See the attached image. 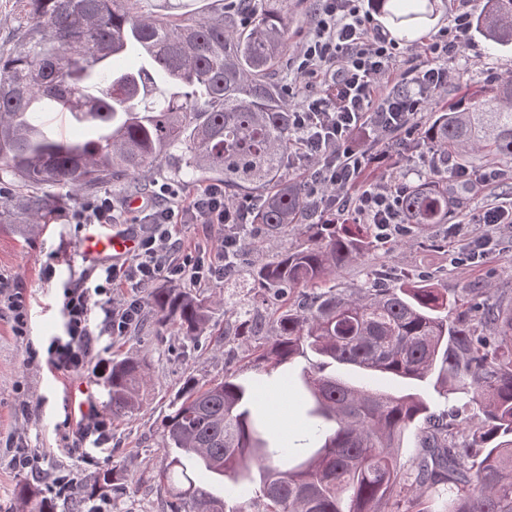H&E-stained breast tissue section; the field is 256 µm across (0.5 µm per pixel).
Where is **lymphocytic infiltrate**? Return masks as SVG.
I'll return each mask as SVG.
<instances>
[{
  "mask_svg": "<svg viewBox=\"0 0 512 512\" xmlns=\"http://www.w3.org/2000/svg\"><path fill=\"white\" fill-rule=\"evenodd\" d=\"M307 38L290 58L288 94L297 100L293 128L297 151L291 167L309 171V196L319 204L354 209L375 225L379 238L401 224L400 198L406 181L366 179L373 166L387 162L416 140V119L457 80L454 63L471 46V10L456 14L448 28L431 35L421 49L401 47L382 29L363 0H318ZM371 137L373 150L358 148V136ZM252 201L230 204L219 185L198 187L180 197L170 185H154L142 196L134 217L121 201L105 194L71 210V223L121 225L139 229L136 253L119 263L98 265L64 294V333L49 347L57 369L81 373L93 360L96 337L122 336L142 314L135 297H115V288H145L162 277L191 284L223 276L239 258V232ZM179 224H214L224 230L219 247L185 253L172 229ZM103 318H96V311Z\"/></svg>",
  "mask_w": 512,
  "mask_h": 512,
  "instance_id": "obj_1",
  "label": "lymphocytic infiltrate"
}]
</instances>
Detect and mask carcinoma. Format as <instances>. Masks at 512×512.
<instances>
[{
	"label": "carcinoma",
	"mask_w": 512,
	"mask_h": 512,
	"mask_svg": "<svg viewBox=\"0 0 512 512\" xmlns=\"http://www.w3.org/2000/svg\"><path fill=\"white\" fill-rule=\"evenodd\" d=\"M399 32L426 27L436 0H374ZM141 0H14L13 46L0 49V170L25 195L30 223L49 222L61 191L92 195L124 187L147 166L177 162L175 173L224 185V200L256 202L250 221L270 235L304 242L255 266L257 287L279 301L272 312L242 303L222 336L251 350L268 371L312 352L324 361L296 389L312 424L283 447L259 392L234 376L184 381L163 423L166 466L151 477L170 512H512V302L486 306L430 280L373 284L349 294L329 278L369 255L371 224L339 223L319 212L304 184L288 178L296 147L291 106L275 80L288 52L282 9L242 0L225 12H144ZM473 32L512 44V0H477ZM140 58L136 70L119 63ZM49 101L87 125L73 141L45 130ZM435 154L469 167L493 157L512 163V75L494 76L473 105L450 103L425 127ZM182 150L177 155L175 151ZM448 177L437 168L402 199L406 223L424 230L448 218ZM223 299L190 289L153 288L148 313L194 339ZM394 379L437 375L459 404L435 413L418 394L351 386L323 374L325 364ZM149 366L128 356L106 381L114 419L137 411ZM413 429L421 452L404 472L399 450ZM228 480L213 492L212 476ZM112 469L73 494L82 506L115 489ZM23 512H55L27 485Z\"/></svg>",
	"instance_id": "cac0c4a2"
}]
</instances>
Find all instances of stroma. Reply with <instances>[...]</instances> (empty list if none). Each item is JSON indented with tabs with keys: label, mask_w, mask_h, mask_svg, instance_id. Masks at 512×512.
<instances>
[{
	"label": "stroma",
	"mask_w": 512,
	"mask_h": 512,
	"mask_svg": "<svg viewBox=\"0 0 512 512\" xmlns=\"http://www.w3.org/2000/svg\"><path fill=\"white\" fill-rule=\"evenodd\" d=\"M474 45L475 52L461 58L460 77L449 86L445 102L480 88L490 76L512 74V46H495L481 37L475 38ZM456 197L458 203L449 212L447 223L428 227L410 237L406 245L375 249L364 260L337 273V290L368 287V272L374 268L381 271L385 284L408 275L426 274L441 279L455 293L479 285L488 289L491 297L512 298V226L498 227L486 258L472 267L458 266L455 259L483 234V225L468 224L466 233L460 235L448 232L449 225L465 222L467 214L512 203V182L499 181L478 193L460 190ZM79 203V198L67 199L49 223L31 232L24 228L25 210L18 207L13 223L0 227V273L14 278L29 301V338L42 351L63 332L60 306L64 290L73 287L81 272L93 267L79 254V227L69 221L71 209ZM49 265L56 273L48 278L44 270ZM130 353L145 357L150 365L143 404L131 416L113 422L109 444L93 450L91 460H84L68 451L60 430L68 414L65 395L73 387L85 386L87 400L98 411H105L104 374L97 370L69 373L44 360L26 364L25 346L14 336L8 313L0 309V441L13 440L29 448L38 459L36 470L26 473L16 472L7 460H0V512H19L18 486L27 484L45 490L59 465L69 467L80 484L92 482L99 472L112 468L139 476V483L107 496L108 512H168L150 477L167 462L163 421L172 410L184 377L191 373L209 380L228 371L248 383L260 375L254 356L240 348L233 337L219 340L203 335L192 341L177 327L160 330L147 316L127 335L96 339L97 361L108 364ZM25 400L32 405V416L23 413L21 403Z\"/></svg>",
	"instance_id": "stroma-1"
}]
</instances>
